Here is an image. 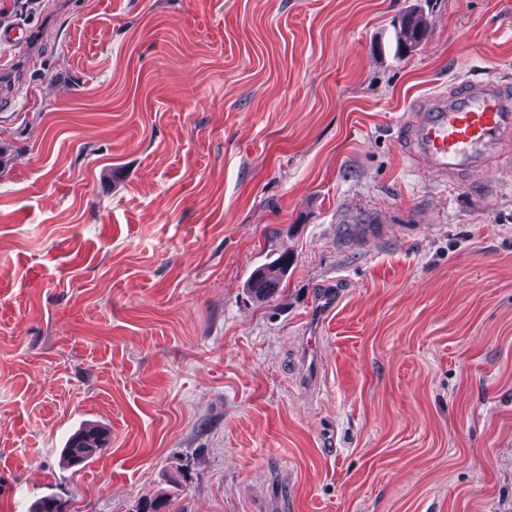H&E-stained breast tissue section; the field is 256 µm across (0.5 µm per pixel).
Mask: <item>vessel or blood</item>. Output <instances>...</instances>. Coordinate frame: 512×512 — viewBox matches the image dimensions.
Masks as SVG:
<instances>
[{
	"instance_id": "1",
	"label": "vessel or blood",
	"mask_w": 512,
	"mask_h": 512,
	"mask_svg": "<svg viewBox=\"0 0 512 512\" xmlns=\"http://www.w3.org/2000/svg\"><path fill=\"white\" fill-rule=\"evenodd\" d=\"M409 155L419 169L453 179L512 139V96L488 79L464 81L455 94L412 121Z\"/></svg>"
}]
</instances>
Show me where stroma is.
Segmentation results:
<instances>
[{
	"label": "stroma",
	"mask_w": 512,
	"mask_h": 512,
	"mask_svg": "<svg viewBox=\"0 0 512 512\" xmlns=\"http://www.w3.org/2000/svg\"><path fill=\"white\" fill-rule=\"evenodd\" d=\"M0 23L33 32L0 45V512H512V179L399 146L422 99L512 88V0ZM87 423L107 447L63 467ZM428 22L423 14H411L400 26L396 41V53L402 56L415 48L427 31ZM290 255L288 251L282 253L279 262L270 267L266 272L261 273L253 281L252 291L256 298L265 299L273 293L280 284L279 275L281 270L288 266Z\"/></svg>",
	"instance_id": "stroma-1"
}]
</instances>
